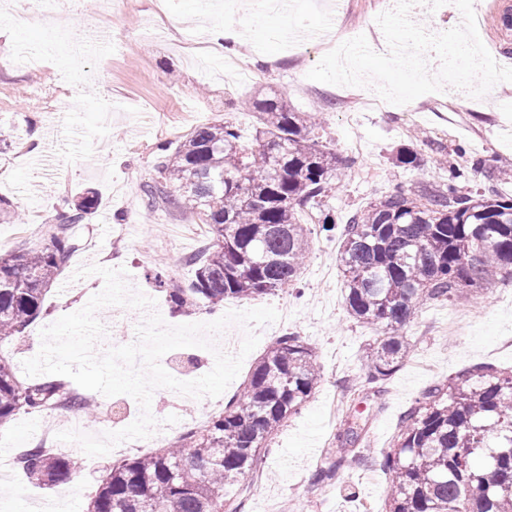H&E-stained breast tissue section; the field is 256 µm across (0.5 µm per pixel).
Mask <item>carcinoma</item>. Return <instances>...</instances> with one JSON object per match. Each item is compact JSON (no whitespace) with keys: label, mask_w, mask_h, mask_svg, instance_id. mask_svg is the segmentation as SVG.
<instances>
[{"label":"carcinoma","mask_w":512,"mask_h":512,"mask_svg":"<svg viewBox=\"0 0 512 512\" xmlns=\"http://www.w3.org/2000/svg\"><path fill=\"white\" fill-rule=\"evenodd\" d=\"M244 105L258 118L251 140L228 120L200 126L173 151L162 149L157 185L145 190L153 206L193 210L211 233L191 258L189 287L171 282L164 267L153 269L172 311L200 304L215 311L229 298L293 287L310 253L311 230L299 213L315 209L320 230L341 238L347 313L378 333L365 368L368 383L380 385L412 351L403 329L423 305L512 280V196L494 187L464 194L452 180L445 190L415 196L398 188L338 225L323 209L336 189V156L319 141L317 116L302 117L276 96ZM96 203L88 194L62 212L48 246L0 255V342L23 339L43 312L74 251L70 226ZM318 384L313 350L295 335L279 337L208 425L114 462L87 512H239L234 487ZM62 386L54 378L22 382L0 356V427L61 399L67 411L93 414L89 398ZM363 432L352 425L338 432L349 449L313 481L370 459L371 449L352 448ZM16 464L48 487L80 471L76 458L38 445ZM380 466L390 478L388 512H512V370L478 366L433 388L404 413Z\"/></svg>","instance_id":"obj_1"}]
</instances>
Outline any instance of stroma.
Returning a JSON list of instances; mask_svg holds the SVG:
<instances>
[{"label": "stroma", "mask_w": 512, "mask_h": 512, "mask_svg": "<svg viewBox=\"0 0 512 512\" xmlns=\"http://www.w3.org/2000/svg\"><path fill=\"white\" fill-rule=\"evenodd\" d=\"M12 2L0 0L18 34L12 43L0 39V138L6 142L0 151V196L12 205L11 217L0 218V251L47 243L64 199L88 191L99 197L98 208L70 227L75 250L46 296L47 314L26 329L23 340L0 344V355L17 368L38 353L35 339L43 328L80 310L103 289L100 275L79 281L72 276L92 264L96 251L120 253L129 288L154 299L167 324L213 321V313L198 306L171 313L165 291L148 280V271L162 263L176 284L189 287L194 278L189 259L208 243L209 233L199 230L191 211L148 207L142 188L157 177L158 145L177 144L200 125L226 119L243 138H252L256 116L240 107L242 98L276 94L294 111L322 113V144L343 160L355 159L354 165L340 166L336 192L328 200L340 224L396 187L411 194L444 188L450 165L459 162L454 150L460 145L468 157L512 168V82L497 83L491 103L463 104L459 117L433 106L429 93L383 112H362L354 101L360 88L308 79L325 48L313 43L288 48L273 35L280 20L248 7L227 14L208 9V0H112L103 11L100 0H58L61 24L47 29L35 25L37 10L23 11ZM474 5L486 16L477 26L482 43L499 65L512 67V26L502 22L512 18V0H474ZM382 11V0H345L338 30L349 38H382L375 21ZM228 23L245 33L237 57L255 73L253 81H240L228 68L216 70L207 43L188 42L189 34L204 37ZM95 27L104 28L105 37L76 53L75 45ZM36 133L37 147L31 142ZM355 141L364 146L356 156L348 150ZM408 146L416 147L419 164L397 166L398 150ZM338 251V237L315 234L298 291L225 301L228 312L285 304L292 315L287 324L256 327L257 346L221 396L188 404L166 388L153 394L151 412L171 442L191 427L195 415L208 420L222 413L280 336L296 333L313 349L321 382L289 417L257 471L241 479L235 491L241 512H284L292 501L301 512H385L389 476L379 464L344 468L322 483L312 480L317 468L335 459L336 433L344 421L363 424L365 447L379 452L392 447L408 407L449 375L484 363L512 368V283L500 281L423 306L406 329L415 342L412 352L383 392L374 394L361 357L376 333L348 315L342 274L326 276L322 266L336 260ZM461 306L480 310V317L443 333L442 324ZM96 317L106 329L104 343L96 347L102 353L119 337L134 343L144 313L106 306ZM88 397L102 405L99 417L84 423L92 435L123 429L140 414L127 395L92 391ZM69 427L62 416L22 412L0 428V512H85L106 469L122 459L119 450L85 458L70 482L50 488L32 483L13 465L14 456L42 434Z\"/></svg>", "instance_id": "1"}]
</instances>
